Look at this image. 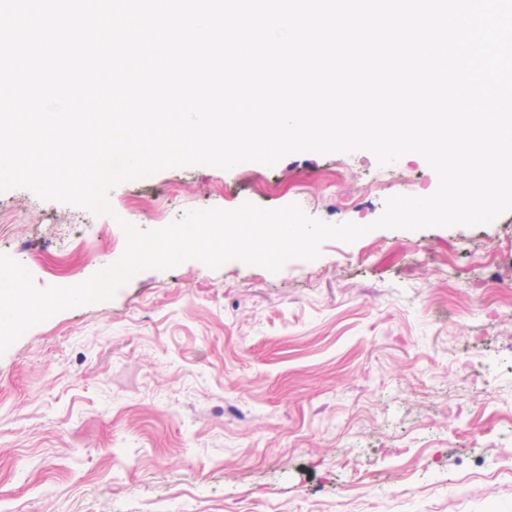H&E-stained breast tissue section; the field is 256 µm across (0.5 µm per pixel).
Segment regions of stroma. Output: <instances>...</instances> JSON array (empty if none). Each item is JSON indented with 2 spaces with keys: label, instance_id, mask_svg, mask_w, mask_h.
<instances>
[{
  "label": "stroma",
  "instance_id": "1",
  "mask_svg": "<svg viewBox=\"0 0 512 512\" xmlns=\"http://www.w3.org/2000/svg\"><path fill=\"white\" fill-rule=\"evenodd\" d=\"M367 151L171 168L114 216L0 192V251L37 287L116 262L119 220L291 203L366 225ZM395 194L438 176L403 156ZM493 254L491 263L479 261ZM503 294L471 310L485 284ZM512 211L377 229L279 272L188 260L61 311L0 354V512H512Z\"/></svg>",
  "mask_w": 512,
  "mask_h": 512
}]
</instances>
